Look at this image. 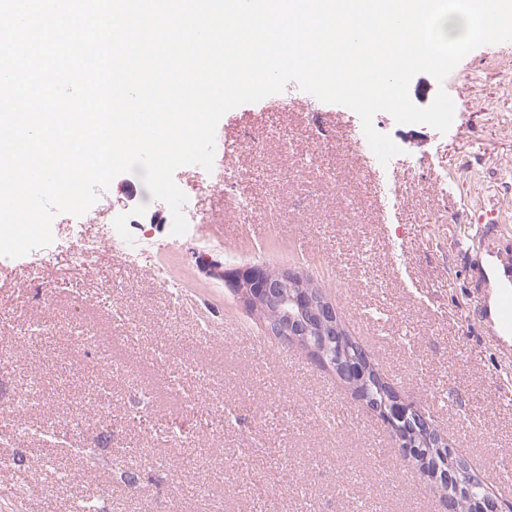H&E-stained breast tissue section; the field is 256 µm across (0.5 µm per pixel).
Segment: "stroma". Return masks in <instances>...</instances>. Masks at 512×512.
I'll list each match as a JSON object with an SVG mask.
<instances>
[{
  "label": "stroma",
  "instance_id": "stroma-1",
  "mask_svg": "<svg viewBox=\"0 0 512 512\" xmlns=\"http://www.w3.org/2000/svg\"><path fill=\"white\" fill-rule=\"evenodd\" d=\"M441 87L466 105L447 133L379 114L407 156L394 170L381 172L356 150L350 109L317 103L310 124L301 110L310 96L294 85L288 97L300 109L262 100L218 123L250 212L228 209L222 186L199 193L197 174L187 173L180 188L211 221L174 243L141 178L123 173L99 221L54 217L39 279L30 277L37 257L0 256V325L11 328L0 348L12 352L0 395L25 379L47 385L26 419L66 425L76 449L62 485L45 465L56 447L0 425V512H70L73 497L95 487L109 512H442L439 491L426 489L374 413L335 373L266 336L204 271L210 260L303 271L485 485L491 471H512V345L481 318L488 294L478 281L479 256L492 246L482 225L512 238V42L476 48L444 84L417 74L409 95L425 107ZM255 145L265 154L259 164ZM116 210L132 218L130 233L152 237L153 252L104 251L74 265L72 232L103 237ZM255 224L270 233L240 234ZM39 323L45 331L26 337ZM87 325L118 338L122 357L153 362L152 375L101 374L92 345L69 353ZM201 397L231 414L218 434L197 429ZM75 402L80 428L66 424ZM103 406L112 409L104 424ZM138 411L145 422L131 421ZM162 419L193 438L156 430ZM88 446L95 462L77 454Z\"/></svg>",
  "mask_w": 512,
  "mask_h": 512
}]
</instances>
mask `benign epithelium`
<instances>
[{"instance_id": "7a95c632", "label": "benign epithelium", "mask_w": 512, "mask_h": 512, "mask_svg": "<svg viewBox=\"0 0 512 512\" xmlns=\"http://www.w3.org/2000/svg\"><path fill=\"white\" fill-rule=\"evenodd\" d=\"M211 268L237 301L263 323L266 335L284 348L305 350L316 367L336 373L392 434L404 459L414 462L423 449L430 448L451 462L447 468L422 474L428 488L443 490L446 512H459L463 502L471 512H512V501L483 488L465 458L455 454L454 444L434 425L424 405L404 397L393 385L380 401L364 397L360 386L374 367L373 355L353 346L354 338L344 330L336 304L324 289L295 269L271 270L260 265L225 269L218 262Z\"/></svg>"}]
</instances>
